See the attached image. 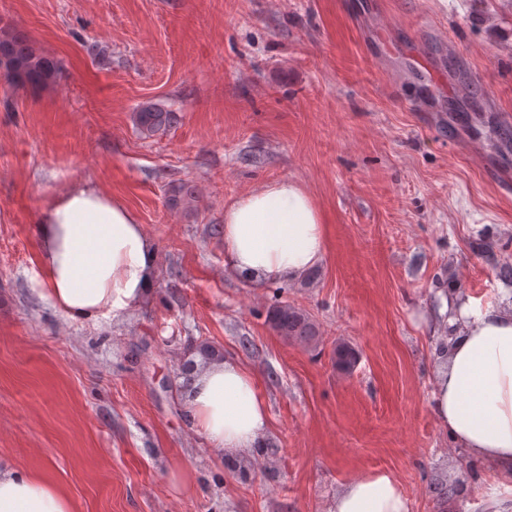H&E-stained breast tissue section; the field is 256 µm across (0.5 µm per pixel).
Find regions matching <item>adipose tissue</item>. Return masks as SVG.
Instances as JSON below:
<instances>
[{"label": "adipose tissue", "instance_id": "ef3b65f1", "mask_svg": "<svg viewBox=\"0 0 512 512\" xmlns=\"http://www.w3.org/2000/svg\"><path fill=\"white\" fill-rule=\"evenodd\" d=\"M47 291L69 318L120 317L154 286L156 254L138 214L98 186L75 183L33 216ZM324 216L297 181L260 184L224 208V255L230 268L259 282L294 281L326 252ZM448 340L447 366L434 382L438 423L470 456L487 464L506 495L493 512H512V310L461 304ZM191 430L217 454L260 455L267 406L251 372L233 359L199 367L186 398ZM0 512H75L58 485L0 461ZM329 512H408L390 475L350 480Z\"/></svg>", "mask_w": 512, "mask_h": 512}]
</instances>
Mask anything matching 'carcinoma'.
Returning <instances> with one entry per match:
<instances>
[{"instance_id": "obj_1", "label": "carcinoma", "mask_w": 512, "mask_h": 512, "mask_svg": "<svg viewBox=\"0 0 512 512\" xmlns=\"http://www.w3.org/2000/svg\"><path fill=\"white\" fill-rule=\"evenodd\" d=\"M0 71L13 81L32 88L46 87L60 78L58 62L38 51L27 35L17 30L0 28ZM175 116L154 103L146 102L133 113V121L145 138L171 125ZM167 202L172 208H187L193 197V190L185 183L169 186ZM268 322L277 333L289 339L306 343L317 340L318 332L314 321L302 309L290 304H278L269 309ZM357 361L356 351L347 344L336 346V364L347 370Z\"/></svg>"}]
</instances>
